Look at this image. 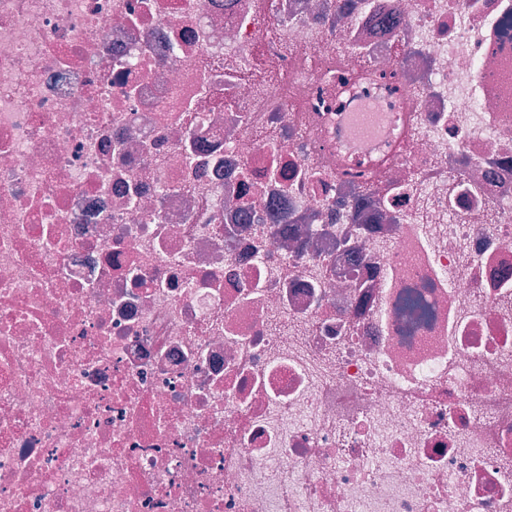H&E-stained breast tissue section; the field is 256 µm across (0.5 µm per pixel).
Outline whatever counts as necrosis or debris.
Segmentation results:
<instances>
[{
  "label": "necrosis or debris",
  "mask_w": 512,
  "mask_h": 512,
  "mask_svg": "<svg viewBox=\"0 0 512 512\" xmlns=\"http://www.w3.org/2000/svg\"><path fill=\"white\" fill-rule=\"evenodd\" d=\"M0 512H512V0H0Z\"/></svg>",
  "instance_id": "4bbe7bcc"
}]
</instances>
